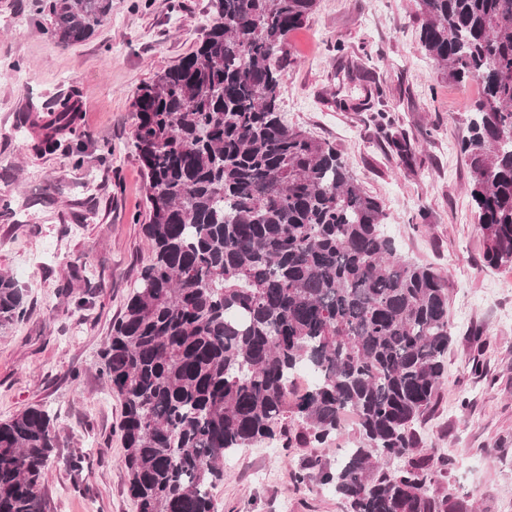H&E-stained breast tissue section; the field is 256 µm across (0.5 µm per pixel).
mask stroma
Returning a JSON list of instances; mask_svg holds the SVG:
<instances>
[{"instance_id": "stroma-1", "label": "stroma", "mask_w": 512, "mask_h": 512, "mask_svg": "<svg viewBox=\"0 0 512 512\" xmlns=\"http://www.w3.org/2000/svg\"><path fill=\"white\" fill-rule=\"evenodd\" d=\"M211 19L209 0H112L109 20L64 47L32 0H0V196L12 201L0 217V272L14 276L28 307L0 331V420L32 405L55 417L53 512H137L122 406L98 371L112 322L151 256L145 172L127 148L132 102ZM419 33L414 0H317L288 36L281 110L349 161L381 202L399 253L448 278L453 337L419 450L453 459L445 482L475 512H512V266L484 261L460 149L480 86L442 80ZM15 71L23 82L10 80ZM375 87L381 98H367ZM64 98L81 107L78 133L41 152L20 119L28 103L47 116ZM391 134L410 141L412 156L391 149ZM474 326L483 344L471 341ZM315 453L266 441L226 455L212 491L219 512H345L332 488L294 483Z\"/></svg>"}]
</instances>
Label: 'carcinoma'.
Segmentation results:
<instances>
[{
  "label": "carcinoma",
  "mask_w": 512,
  "mask_h": 512,
  "mask_svg": "<svg viewBox=\"0 0 512 512\" xmlns=\"http://www.w3.org/2000/svg\"><path fill=\"white\" fill-rule=\"evenodd\" d=\"M420 42L459 85L477 81L470 198L484 259L512 264V0H415ZM317 0H210L216 15L133 99L151 247L99 373L122 404L137 512H218L224 456L266 440L326 449L357 415L358 443L310 459L347 512H470L443 491L449 458L417 452L452 334L448 280L397 253L377 198L331 143L285 121L288 35ZM57 43L85 41L112 0H36ZM26 314L0 274V327ZM318 374L305 391L289 379ZM54 419L0 421V512H51Z\"/></svg>",
  "instance_id": "obj_1"
}]
</instances>
